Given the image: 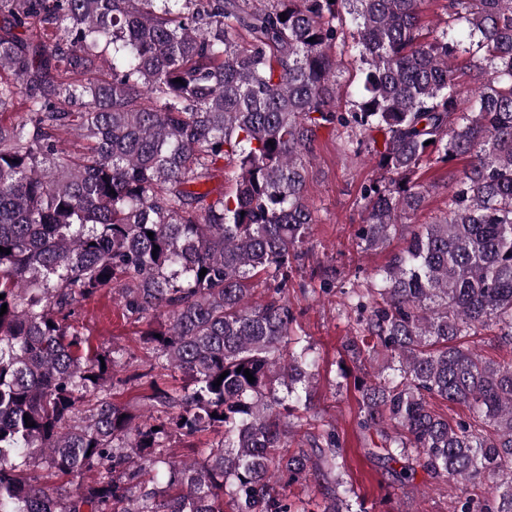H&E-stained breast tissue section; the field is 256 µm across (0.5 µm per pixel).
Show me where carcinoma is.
Masks as SVG:
<instances>
[{"instance_id":"carcinoma-1","label":"carcinoma","mask_w":512,"mask_h":512,"mask_svg":"<svg viewBox=\"0 0 512 512\" xmlns=\"http://www.w3.org/2000/svg\"><path fill=\"white\" fill-rule=\"evenodd\" d=\"M421 2L0 0V512H300L288 487L311 474L324 512H364L335 432L289 445L314 426L317 359L287 292L326 129L380 172L361 188V250L406 232L367 287L341 291L346 354L390 358L355 378L372 455L400 464L402 489L419 470L452 482L453 512H512V361L462 342L512 345V0H443L427 32ZM350 50L359 90L342 107ZM427 163L448 167V215L411 226ZM227 167L233 191L202 189ZM105 288L147 325L154 362L132 378L149 379L153 424L112 401L119 351L78 329ZM205 430L199 458H167ZM462 342L471 348H475L487 359L502 362L503 360L510 361L512 358V346L499 343L495 336H468Z\"/></svg>"}]
</instances>
